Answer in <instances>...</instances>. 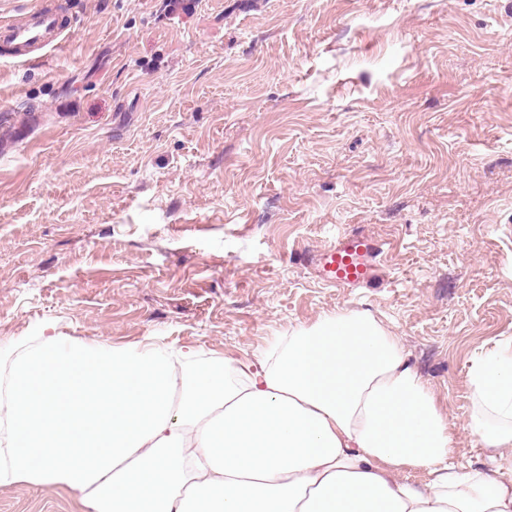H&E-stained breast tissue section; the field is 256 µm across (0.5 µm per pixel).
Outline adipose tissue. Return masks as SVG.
I'll return each mask as SVG.
<instances>
[{
  "label": "adipose tissue",
  "instance_id": "1",
  "mask_svg": "<svg viewBox=\"0 0 512 512\" xmlns=\"http://www.w3.org/2000/svg\"><path fill=\"white\" fill-rule=\"evenodd\" d=\"M0 364V487L63 485L86 512H512L508 343L469 372L491 473L449 465L434 391L365 311L289 328L255 365L56 336Z\"/></svg>",
  "mask_w": 512,
  "mask_h": 512
}]
</instances>
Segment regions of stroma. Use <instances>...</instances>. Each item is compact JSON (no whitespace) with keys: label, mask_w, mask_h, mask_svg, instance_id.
<instances>
[{"label":"stroma","mask_w":512,"mask_h":512,"mask_svg":"<svg viewBox=\"0 0 512 512\" xmlns=\"http://www.w3.org/2000/svg\"><path fill=\"white\" fill-rule=\"evenodd\" d=\"M42 62L0 59V343L152 336L256 358L366 311L455 426L473 357L512 343V0H65ZM385 243L319 284L303 251ZM0 512H85L0 487ZM381 242L357 233L338 234L315 253L304 251L315 276L326 288L353 290L373 282L384 267Z\"/></svg>","instance_id":"stroma-1"}]
</instances>
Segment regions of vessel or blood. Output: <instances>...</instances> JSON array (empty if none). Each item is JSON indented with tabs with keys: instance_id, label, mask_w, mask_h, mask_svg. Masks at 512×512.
<instances>
[{
	"instance_id": "b4317fda",
	"label": "vessel or blood",
	"mask_w": 512,
	"mask_h": 512,
	"mask_svg": "<svg viewBox=\"0 0 512 512\" xmlns=\"http://www.w3.org/2000/svg\"><path fill=\"white\" fill-rule=\"evenodd\" d=\"M74 28V19L68 18L55 0H42L37 7L0 19V55L20 63L39 59L65 41ZM308 259L323 286L353 290L379 276L384 246L357 233H343Z\"/></svg>"
}]
</instances>
